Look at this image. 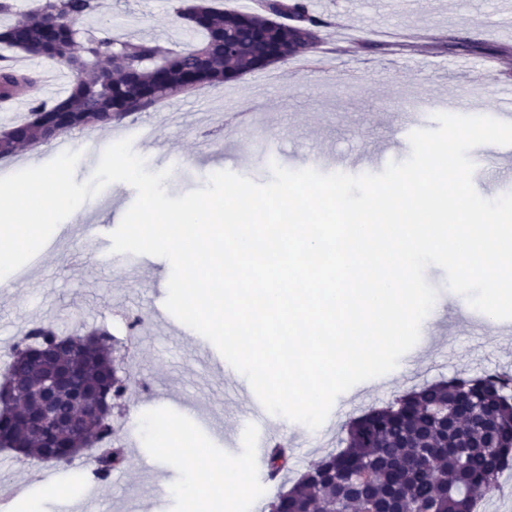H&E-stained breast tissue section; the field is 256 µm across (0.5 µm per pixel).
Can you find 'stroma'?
<instances>
[{"mask_svg":"<svg viewBox=\"0 0 512 512\" xmlns=\"http://www.w3.org/2000/svg\"><path fill=\"white\" fill-rule=\"evenodd\" d=\"M101 3L100 13L81 20V27L95 28L107 20L115 36L165 47H184L197 39L174 12L178 0ZM320 7L327 19L356 11L362 31L351 52L335 53L336 38L327 26L307 66L293 59L277 62L230 84H207L170 97L124 120L127 128L150 123L158 129L157 138L141 152L148 171H159L161 161L180 159V168L164 182L170 197L204 187L208 175L221 170L269 182L273 161L291 170L312 167L330 173L337 159L350 158V174L382 172L411 152L408 140L397 136L406 97L468 96L466 83L432 71L435 64L456 60L447 49L449 38L464 37L512 54V18H499L496 0H418L410 9L400 0H321ZM500 153L494 170L486 166L481 149L470 153L476 165L474 187L487 199L512 192V146L501 147ZM135 195L128 184H111L58 225L38 264H24L0 279V352L40 321L66 335L104 326L129 349L126 424L120 433L126 468L113 472L109 481H95L89 471L95 453L85 451L72 466L52 469L50 479L61 489L53 496L42 484L28 481L31 460L0 450V483L20 488L13 512H25L32 502L38 512H68L74 500L90 494L99 512H187L186 493L198 489L199 472L163 453L151 432L152 421L166 418L193 432L213 458L229 455L238 438L245 403L226 387L223 372L199 364L193 337L172 335L160 324L147 333L124 328L127 316L149 312L155 302L150 286L169 277V261L151 257L146 276L135 281L127 267L138 264L136 255H128L123 264L78 255L84 245L80 219L115 230L125 202ZM426 278L438 296L422 323L416 361L339 395L338 413L318 430L270 416L275 442L288 451V469L259 485L257 495L241 496L240 512H270L278 491L339 449L350 418L460 370L512 371V320L493 327L477 322L465 298L446 289L440 267H429Z\"/></svg>","mask_w":512,"mask_h":512,"instance_id":"obj_1","label":"stroma"}]
</instances>
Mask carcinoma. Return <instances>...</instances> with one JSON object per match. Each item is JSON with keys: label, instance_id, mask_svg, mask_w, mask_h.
<instances>
[{"label": "carcinoma", "instance_id": "carcinoma-1", "mask_svg": "<svg viewBox=\"0 0 512 512\" xmlns=\"http://www.w3.org/2000/svg\"><path fill=\"white\" fill-rule=\"evenodd\" d=\"M99 0H43L21 14L14 23L0 26V45L28 57H46L47 28H69L52 58L71 64L74 83L62 100L30 98L27 117L0 130V160H10L23 149H37L76 130L108 131L112 123L140 112L167 97L196 88L191 76L201 62L208 69L198 81L224 83L252 72L266 60L272 48L281 49L287 61L318 46V32L327 25L313 13L307 0H258L249 12L225 10L214 0H183L175 13L186 26L202 36L189 48H165L149 40H125L103 24L77 28L84 17L99 11ZM236 46L224 51V38ZM110 62L107 72L99 61ZM37 78L0 55V99L31 90ZM60 337L52 323L36 322L25 338L48 346ZM25 346L11 347V363L4 383L11 386V399L21 410L35 405L32 388L45 366L34 356H25ZM83 378L95 389L120 396L126 380L112 375L107 347L86 348L78 365ZM512 377L471 376L459 371L451 378L426 382L388 406L372 409L352 419L343 448L330 452L310 466L296 484L275 495L270 512H476L478 503L492 495L504 468L512 465V397L504 390ZM470 396L481 405L472 410L455 431L445 430L431 417L434 406L452 413ZM0 432L23 456L37 458L41 436L16 414L0 423ZM76 432L92 434L95 444L108 455L94 470L100 481L120 470L125 457L112 448L113 427L93 414L73 418L57 434L59 458L50 467H67Z\"/></svg>", "mask_w": 512, "mask_h": 512}]
</instances>
